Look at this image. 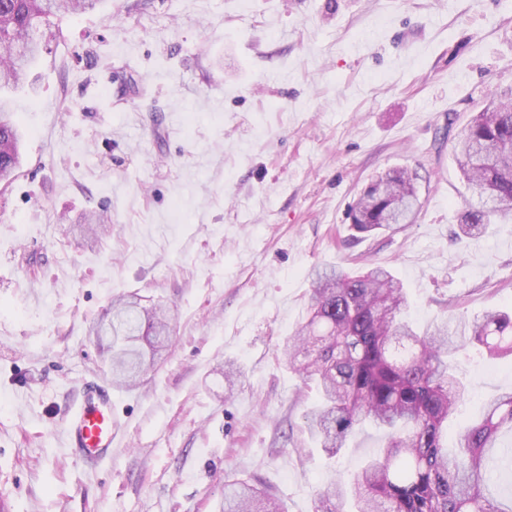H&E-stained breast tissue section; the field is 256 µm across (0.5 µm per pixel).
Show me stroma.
Instances as JSON below:
<instances>
[{
  "label": "stroma",
  "instance_id": "obj_1",
  "mask_svg": "<svg viewBox=\"0 0 512 512\" xmlns=\"http://www.w3.org/2000/svg\"><path fill=\"white\" fill-rule=\"evenodd\" d=\"M512 90V0H103L52 17L15 118L23 164L0 185V502L7 512H220L224 482L313 512L382 448L307 443L317 399L282 362L309 273L388 265L415 328L512 311V221L455 237L476 193L455 137ZM417 174L414 223L362 234L371 178ZM102 225L92 235L89 220ZM163 308L172 347L115 389L123 438L83 466L61 423L111 383L88 330L114 297ZM240 372L227 387L222 370ZM458 425L512 390L466 349Z\"/></svg>",
  "mask_w": 512,
  "mask_h": 512
}]
</instances>
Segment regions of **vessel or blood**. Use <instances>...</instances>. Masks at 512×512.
<instances>
[{"instance_id":"b4317fda","label":"vessel or blood","mask_w":512,"mask_h":512,"mask_svg":"<svg viewBox=\"0 0 512 512\" xmlns=\"http://www.w3.org/2000/svg\"><path fill=\"white\" fill-rule=\"evenodd\" d=\"M120 427L111 388L89 382L80 392L78 405L64 420L62 433L66 445L78 449L85 463L96 464L111 457Z\"/></svg>"}]
</instances>
